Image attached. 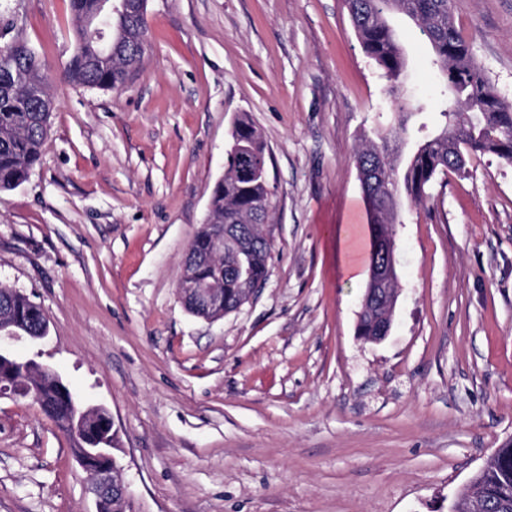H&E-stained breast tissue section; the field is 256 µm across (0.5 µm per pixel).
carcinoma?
Segmentation results:
<instances>
[{
  "instance_id": "cac0c4a2",
  "label": "carcinoma",
  "mask_w": 512,
  "mask_h": 512,
  "mask_svg": "<svg viewBox=\"0 0 512 512\" xmlns=\"http://www.w3.org/2000/svg\"><path fill=\"white\" fill-rule=\"evenodd\" d=\"M78 22L76 51L67 69L75 84L112 90L123 86L142 60L147 46L145 14L112 21V55L100 53L84 23L96 18L101 0H70ZM364 52L391 82L395 112L388 126L374 131L356 156L371 238H395L393 225L403 223L402 200L420 204L440 174L462 172L474 152H492L512 160V104L507 102L474 62L469 44L458 30L450 0H345ZM401 12L413 20L430 43L431 65L442 79L441 125L424 134L413 118L423 105L413 103L398 86L407 69L406 53L388 24L387 15ZM53 100L46 64L19 36L0 42V190L12 189L39 161L47 135ZM224 163V179L213 189L206 226L190 244L191 253L205 258L213 247L210 224L230 227L262 224L269 201L265 148L254 125L239 118ZM224 264L202 263L201 277L218 283L224 302L237 303L240 290L260 288L267 276L270 247L261 237L224 244ZM40 306L25 296L0 288V325L26 336L46 329ZM38 406L61 430L69 433L71 408L53 387H37ZM488 512H512V446L500 448L471 484L459 493V512H468L474 497Z\"/></svg>"
}]
</instances>
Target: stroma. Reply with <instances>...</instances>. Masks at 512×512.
Segmentation results:
<instances>
[{"instance_id": "obj_1", "label": "stroma", "mask_w": 512, "mask_h": 512, "mask_svg": "<svg viewBox=\"0 0 512 512\" xmlns=\"http://www.w3.org/2000/svg\"><path fill=\"white\" fill-rule=\"evenodd\" d=\"M451 10L512 102V0ZM0 16L51 65L53 98L39 163L0 191V285L48 320L20 354L111 413L126 512H449L512 445V162L475 153L405 205L391 330L364 342L342 230L368 224L355 156L394 105L344 0H148L142 63L112 90L65 76L70 0ZM390 22L432 123L431 48ZM243 116L265 143L271 258L210 322L177 283ZM75 446L0 396V512H96Z\"/></svg>"}]
</instances>
